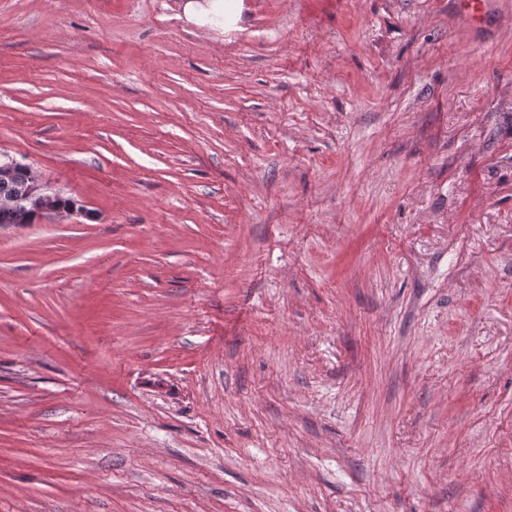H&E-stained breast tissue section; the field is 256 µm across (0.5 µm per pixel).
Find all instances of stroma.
<instances>
[{
  "label": "stroma",
  "instance_id": "35a3bbf8",
  "mask_svg": "<svg viewBox=\"0 0 512 512\" xmlns=\"http://www.w3.org/2000/svg\"><path fill=\"white\" fill-rule=\"evenodd\" d=\"M0 0V512H512V0ZM178 17L193 25L203 35L224 34V29L238 12L240 0H174ZM20 165L21 163L13 159L3 162L0 160V181L10 180L0 182V198L10 200L7 205L0 206V224H31L33 207L37 211V219L48 213L62 210L55 205L60 195L48 192L40 173L30 166L28 194L33 200L32 207L26 194L27 170H20L12 179Z\"/></svg>",
  "mask_w": 512,
  "mask_h": 512
}]
</instances>
